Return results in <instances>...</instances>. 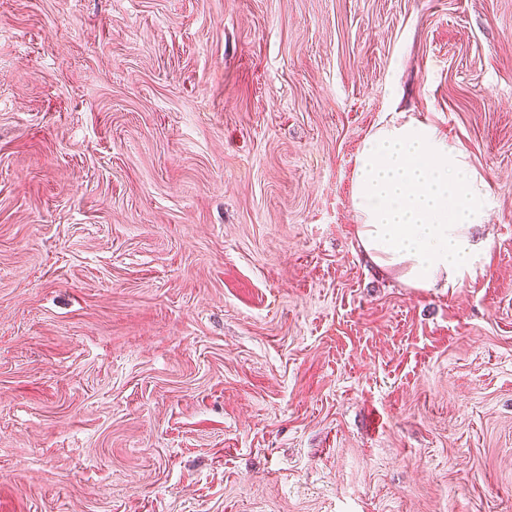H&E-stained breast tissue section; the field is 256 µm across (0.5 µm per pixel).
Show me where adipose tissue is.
<instances>
[{"mask_svg":"<svg viewBox=\"0 0 512 512\" xmlns=\"http://www.w3.org/2000/svg\"><path fill=\"white\" fill-rule=\"evenodd\" d=\"M487 198L469 154L425 118L377 126L355 159L359 245L409 288L445 292L476 275L490 247Z\"/></svg>","mask_w":512,"mask_h":512,"instance_id":"ef3b65f1","label":"adipose tissue"}]
</instances>
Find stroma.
<instances>
[{
  "mask_svg": "<svg viewBox=\"0 0 512 512\" xmlns=\"http://www.w3.org/2000/svg\"><path fill=\"white\" fill-rule=\"evenodd\" d=\"M404 115L451 293L355 234ZM0 512H512V0H0ZM487 198L469 154L427 118L377 126L355 159L359 245L408 288L453 292L483 268Z\"/></svg>",
  "mask_w": 512,
  "mask_h": 512,
  "instance_id": "stroma-1",
  "label": "stroma"
}]
</instances>
